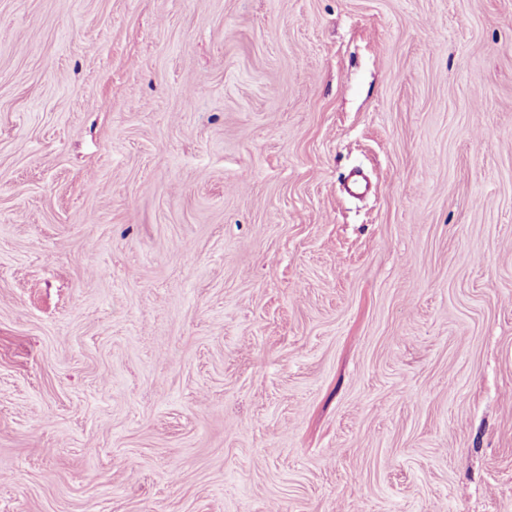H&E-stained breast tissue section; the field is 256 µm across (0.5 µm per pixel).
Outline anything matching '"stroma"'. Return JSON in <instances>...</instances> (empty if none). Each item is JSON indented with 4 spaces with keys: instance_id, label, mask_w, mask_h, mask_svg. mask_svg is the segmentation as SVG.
I'll use <instances>...</instances> for the list:
<instances>
[{
    "instance_id": "1",
    "label": "stroma",
    "mask_w": 512,
    "mask_h": 512,
    "mask_svg": "<svg viewBox=\"0 0 512 512\" xmlns=\"http://www.w3.org/2000/svg\"><path fill=\"white\" fill-rule=\"evenodd\" d=\"M0 512H512V0H0Z\"/></svg>"
}]
</instances>
